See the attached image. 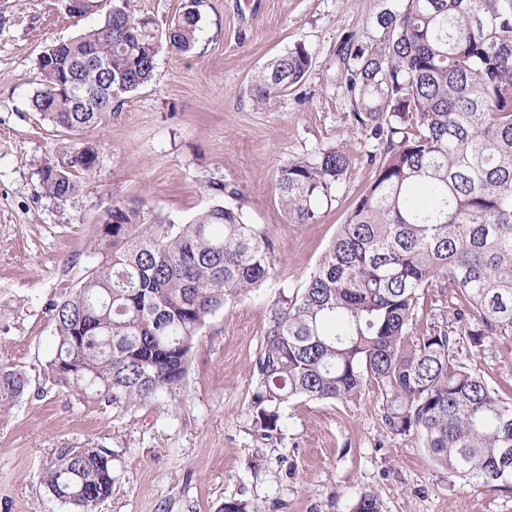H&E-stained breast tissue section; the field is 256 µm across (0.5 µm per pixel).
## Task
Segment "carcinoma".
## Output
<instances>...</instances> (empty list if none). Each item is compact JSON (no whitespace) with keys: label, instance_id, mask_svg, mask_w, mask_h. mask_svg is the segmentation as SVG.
<instances>
[{"label":"carcinoma","instance_id":"cac0c4a2","mask_svg":"<svg viewBox=\"0 0 512 512\" xmlns=\"http://www.w3.org/2000/svg\"><path fill=\"white\" fill-rule=\"evenodd\" d=\"M198 9L164 33L118 0L102 22L38 57L41 88L32 106L73 134L40 169L47 196L65 200L75 174L99 155L81 134L97 126L103 92H132L153 77L162 46L196 43ZM375 47L348 45L340 60L353 120L385 140L373 177L309 272L279 290L253 365L255 424L281 430L280 409L298 399L346 400L374 385L384 426L426 448L448 471L494 487L512 480V397H503L472 355L486 340H512V0H405L376 19ZM112 59L108 77L84 63ZM312 56L298 43L255 79L259 108L300 82ZM78 86L79 102L61 92ZM351 164L330 147L315 160L277 169L280 205L295 224H313ZM94 261L78 287L52 303L56 352L45 374L66 388L95 386L116 405L135 406L184 379L206 320L272 276L271 239L241 209L214 204L187 224H164L137 207L112 204V227L89 244ZM446 288L448 323L416 333L417 304ZM79 370L63 376L58 361ZM26 376L0 367V408L20 398ZM42 482L73 512H97L112 494V452L61 448ZM220 512H259L243 499ZM350 512H380L357 492Z\"/></svg>","mask_w":512,"mask_h":512}]
</instances>
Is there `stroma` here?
Segmentation results:
<instances>
[{
    "instance_id": "1",
    "label": "stroma",
    "mask_w": 512,
    "mask_h": 512,
    "mask_svg": "<svg viewBox=\"0 0 512 512\" xmlns=\"http://www.w3.org/2000/svg\"><path fill=\"white\" fill-rule=\"evenodd\" d=\"M404 0H201L192 53L161 50L153 80L87 130L100 147L91 173H77L67 200L45 195L39 170L69 139L31 107L39 54L86 31L64 0H0V367L28 388L0 411V512H66L41 474L58 449L112 453V494L97 512H219L245 499L260 512H349L370 491L381 512H512V483L483 486L439 467L426 449L389 433L374 387L343 401L299 399L282 408L278 434L257 430L253 364L269 305L299 288L373 175L383 141L353 123L339 51L382 37L376 17ZM304 44L313 64L271 107L251 100L267 64ZM344 149L351 166L315 223H291L276 170ZM217 183L241 192L245 223L275 246V276L227 303L199 332L187 374L171 393L137 407L45 378L55 353L50 305L77 287L89 243L111 203L186 224L223 202ZM459 356L472 358L469 347ZM475 359V358H472ZM512 396V341L494 340L475 359Z\"/></svg>"
}]
</instances>
